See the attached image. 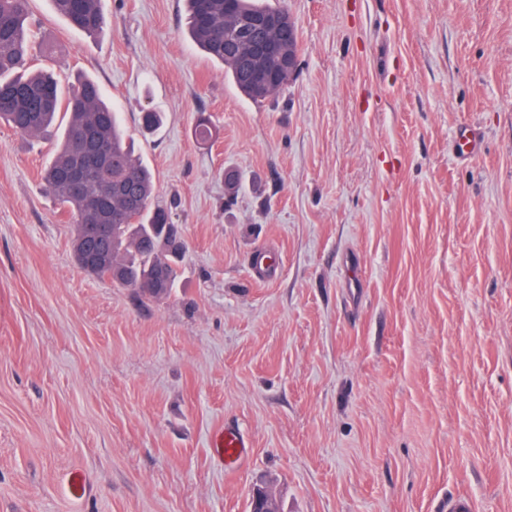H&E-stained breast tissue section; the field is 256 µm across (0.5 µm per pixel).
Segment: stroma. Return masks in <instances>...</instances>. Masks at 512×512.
I'll use <instances>...</instances> for the list:
<instances>
[{
  "instance_id": "1",
  "label": "stroma",
  "mask_w": 512,
  "mask_h": 512,
  "mask_svg": "<svg viewBox=\"0 0 512 512\" xmlns=\"http://www.w3.org/2000/svg\"><path fill=\"white\" fill-rule=\"evenodd\" d=\"M286 4L298 73L257 104L184 0H101L94 36L30 0L186 250L160 302L85 274L50 140L0 125V512H512V0ZM214 450L224 456V465L232 473L241 465L248 448L239 431L233 427H224V436H218L213 444Z\"/></svg>"
}]
</instances>
